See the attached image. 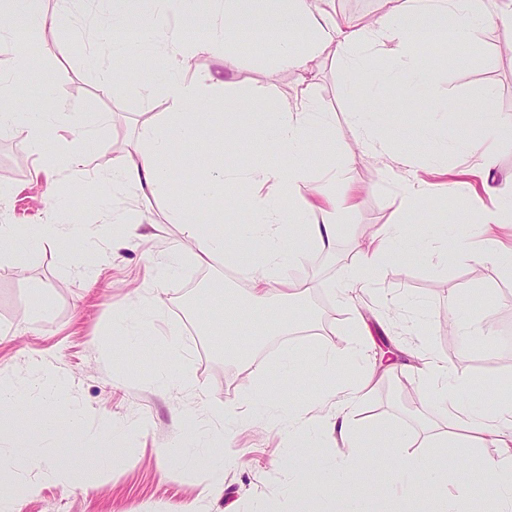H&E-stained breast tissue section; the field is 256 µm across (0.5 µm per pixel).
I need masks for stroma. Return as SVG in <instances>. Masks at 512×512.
I'll use <instances>...</instances> for the list:
<instances>
[{
    "instance_id": "35a3bbf8",
    "label": "stroma",
    "mask_w": 512,
    "mask_h": 512,
    "mask_svg": "<svg viewBox=\"0 0 512 512\" xmlns=\"http://www.w3.org/2000/svg\"><path fill=\"white\" fill-rule=\"evenodd\" d=\"M254 43L250 51L200 53L192 61L193 73L226 81L227 93L253 106L236 130L239 149L234 162L240 166L259 157L280 159L270 135L261 132L266 114L257 108V101L275 97L289 108L299 102L293 74L272 69L264 38L255 37ZM93 52L116 73L111 92L101 90L99 74L88 63ZM166 73L164 54H155L150 64L132 54L116 56L108 46L96 43L92 29H85L81 39L43 59L19 81L16 99L24 110L68 112L65 138L91 133V149L81 173L72 177L58 170L35 175L40 157L26 147L25 127L0 132V220L58 224L71 214L92 229L87 238L74 234L60 242L34 239L17 256L0 258V389L27 396L21 419L31 423L42 401L38 366L54 367L63 379L56 407L61 431L47 441L32 466L14 477L20 485H41L37 495L20 499L18 512H290L281 458L288 434L264 419H254L230 438L238 459L226 469L224 491L218 495H207L201 469L161 466L156 451L178 446L196 426H209L216 406L235 402L256 370L279 384L281 396L291 405L307 406L323 385L315 364L317 352L332 347L348 351L362 323L373 335V363L394 366L356 403L354 420L363 428L415 433L439 422L440 411L425 406L411 390L415 383L411 368L417 363L418 350L413 329L420 323L427 329L432 352L456 374L473 380L484 395V405H491L501 389L512 388V346L502 340L503 332L512 330V272L455 253L452 239L441 231L434 213L440 210L452 218L456 206L442 177L433 174L441 167L453 172L476 170L487 162L496 186L512 197V139L492 142L485 155L444 153L434 141L414 137L406 114L411 106L450 97L466 104L491 100L497 113L512 119V31L481 30L464 46L460 59L450 61L433 81L389 80L375 88L379 107L389 115L385 139L414 161L412 168H401L400 174L434 181L429 209L407 233L430 241L437 254L385 264L369 292L353 301L340 300L337 290L370 236L390 221V201L398 185L396 178L384 172L385 158L363 145L351 119L363 74L347 71L333 52L318 59L309 97L320 111L335 113L336 139L318 142L303 161L315 173L331 159L348 161L347 178L359 189L360 205L338 219L332 249L313 251L291 269V279L307 287L306 308L326 320L327 328L319 332L305 326L300 336L282 343L267 337L248 360L220 354L224 308L207 286L220 280L239 297H246L250 282L244 265L260 251V243L241 241L237 265L205 267L188 257L160 285L147 277L149 258L159 256L181 235L180 226L167 221L168 198L185 194L195 179L192 152L181 145L172 150L167 194L146 197L130 187L105 199L100 196L118 148L139 147L143 125L160 121L168 112L167 101L153 91ZM100 113L108 114L110 123L97 130L93 122ZM119 213L131 220L144 219L143 239L126 245L118 241L112 217ZM89 255L97 262L93 279L75 266L76 260ZM154 292L163 300L161 313L152 329L131 341L114 324L113 315ZM476 295L485 296L487 305L474 317L480 321L493 313V332L457 340L448 330V304ZM189 296L196 299L191 310L184 306ZM41 298L51 305L49 315L33 312ZM169 341L179 348L171 360L161 352ZM287 351L295 354L300 367L289 386L282 384L279 369ZM162 362L174 369L181 385L167 390L155 385L154 375ZM107 420L120 426L121 448H113L102 436ZM58 452L86 463L110 452L114 464L102 484L42 482L46 461Z\"/></svg>"
}]
</instances>
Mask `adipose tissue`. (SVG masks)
<instances>
[{
	"label": "adipose tissue",
	"instance_id": "adipose-tissue-1",
	"mask_svg": "<svg viewBox=\"0 0 512 512\" xmlns=\"http://www.w3.org/2000/svg\"><path fill=\"white\" fill-rule=\"evenodd\" d=\"M106 2L108 12L99 35L113 50L148 52L161 46L170 56L169 77L160 89L169 103L166 119L144 126L141 137L145 149L135 155L127 152L114 157L112 172L104 182L108 191L134 186L153 195L162 193L170 179L165 160L175 145L203 152L212 146L219 152L232 153L234 143L227 132L236 128L247 112L241 97L225 93L223 81L190 75L194 54L228 52L241 46L247 35L259 32L276 46L277 66L295 74L301 87L306 85L314 62L328 49L360 71L366 68V53L387 54L391 59L388 77L415 82L436 78L443 66L437 60L431 67H421L415 53L418 38L426 36L442 42L450 55L459 46L469 44L480 28L512 29V0H403L394 14L362 25L338 19L334 0H266L261 10L252 9V0H221L220 17L216 20L202 15L194 0H164V12L154 16L144 14V0ZM0 3L20 9L17 19L0 25V48L11 52L13 65L12 73L0 75V131L25 126L29 145L37 147L58 138L62 115L16 109L12 103L15 81L42 59L45 50L38 41L39 33L49 26L67 30L72 22L66 15L48 13L43 0ZM379 80V75L369 74V85L352 111L360 138L369 145L374 142L375 131L387 121L372 96L371 86ZM208 106L218 108L219 114L213 126L214 136L206 144L198 135L196 112ZM264 111L273 140L280 152L292 157V164L262 162L240 168L212 163L203 168L190 185L189 195H203L231 206L237 202V189H245L244 201L251 219L218 230L201 224L183 199L172 198L168 221L181 225L182 237L163 259L153 261L152 271L154 281L162 282L186 254L201 264H234L237 253L227 243L232 236L262 243V252L249 269L251 305H244L228 292L224 295V307L237 319L258 318L268 311L279 313V320L266 330L267 335L279 336L289 325L306 320L304 311L295 303L298 293L292 288L288 266L313 250L332 246L336 238L334 217L353 209L354 195L344 185L345 164H331L313 177L297 162L298 156L310 150L314 131L335 137L331 113L313 111L307 103L286 110L274 99L268 101ZM468 112L471 128L462 144L467 153L484 149L489 139L512 137V123L491 112L488 104L469 107ZM482 178V188L491 206L483 210L480 218L486 242L481 258L511 271L512 246L500 243L493 228L512 223V200L500 197L490 181V173H483ZM430 188V182L420 178L400 181L395 219L373 235L361 261L349 272L348 286H367L381 262L401 259L409 252L424 253L426 243L409 240L405 228L414 223ZM355 334L349 353L332 348L318 353L317 367L325 383L305 410L294 411L275 390L257 387L238 403L218 408V421L207 439L196 436L181 447L160 449L161 463L204 468L208 492L219 493L224 487V469L233 461L232 455L216 453L224 443L225 427L242 426L259 417L287 430L288 481L298 502L304 506L316 504V512H385L386 497L390 494L433 496L439 500L441 512H464V504L474 500L490 502V512H512V400L499 401L489 411L479 408L472 382L456 376L446 362L426 350L421 353L423 369L416 391L422 401L442 405L444 422L427 430L423 441L428 451L424 454H404L409 436L401 430L392 432L391 446L401 451L402 458L389 467L387 489H380L371 481V474L381 463L360 456L368 438L355 428L352 410L356 401L373 387L374 373L365 371L352 386L336 381L339 365L365 357L370 333L362 325ZM41 381L44 398L38 422L14 429L0 428V512H17L19 497L37 492L34 484L7 488L3 481L28 468L35 460L34 449L58 427V376L47 368ZM324 434L333 437L337 452L334 457L310 463L308 450ZM462 437L479 444L494 442L499 450L497 457L484 462L483 484L448 482L449 474L459 470L460 462L456 456L446 454L445 449ZM358 467L367 472L366 481L356 480L354 470ZM89 470L97 478H105L112 470L110 457L99 454L87 470L60 455L45 466L43 479L70 486L82 483Z\"/></svg>",
	"mask_w": 512,
	"mask_h": 512
}]
</instances>
